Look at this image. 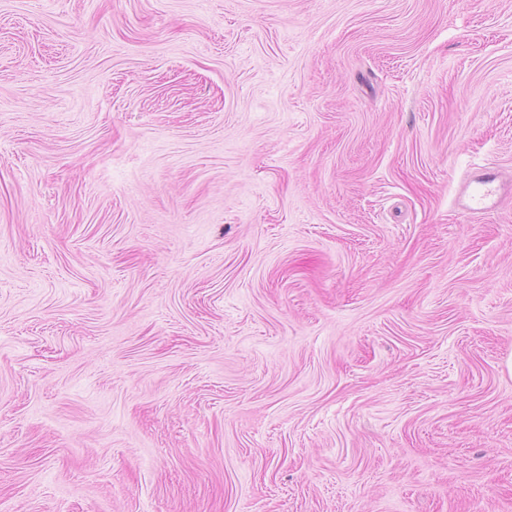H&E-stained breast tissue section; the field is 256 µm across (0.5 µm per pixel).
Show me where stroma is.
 <instances>
[{"label": "stroma", "mask_w": 512, "mask_h": 512, "mask_svg": "<svg viewBox=\"0 0 512 512\" xmlns=\"http://www.w3.org/2000/svg\"><path fill=\"white\" fill-rule=\"evenodd\" d=\"M512 0H0V512H512ZM500 190V175L496 168L487 165L475 167L461 189V208L471 216L490 212L501 198Z\"/></svg>", "instance_id": "1"}]
</instances>
